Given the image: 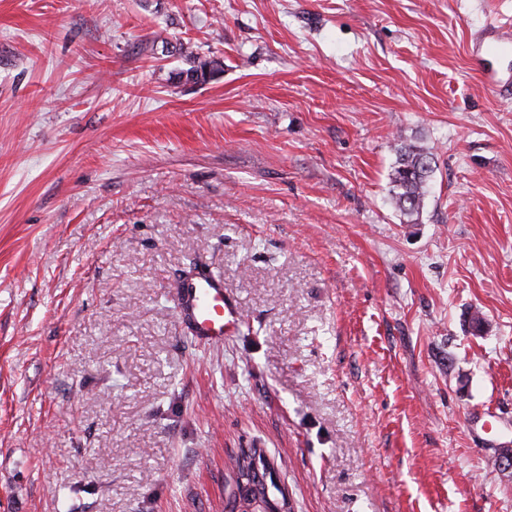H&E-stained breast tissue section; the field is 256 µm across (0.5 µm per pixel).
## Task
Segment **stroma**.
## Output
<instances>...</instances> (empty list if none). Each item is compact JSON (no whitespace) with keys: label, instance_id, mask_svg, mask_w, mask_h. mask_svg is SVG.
<instances>
[{"label":"stroma","instance_id":"stroma-1","mask_svg":"<svg viewBox=\"0 0 512 512\" xmlns=\"http://www.w3.org/2000/svg\"><path fill=\"white\" fill-rule=\"evenodd\" d=\"M512 0H0V512H512ZM219 58L180 79L182 47ZM434 158L392 203L396 140ZM222 275L240 323L174 292ZM481 331H472V314ZM509 55L512 56V24L497 19L487 22L472 44L471 66L492 92L507 100L512 96V81L500 75L493 67V61ZM190 64L188 69L180 72V77L194 84L205 83L223 70V63L217 58L192 56ZM175 307L190 333L206 344L224 342L239 320L236 306L224 295V280L208 271L197 272L180 284ZM469 424L474 428H480L485 436H478L484 446H501L510 443L509 435L512 439V425L510 422L503 421L498 415L482 410L475 412L469 418ZM263 453H264L263 450L260 448H247V450H245L244 448L240 449V453L235 460L234 473L237 476V478L234 479V487L235 488H233V490L230 494L229 504L231 507L228 510L229 512H239V511H237V508H238V499L242 497V492H243L242 483H245L246 485L250 484L249 478H245L243 480V482H240V477L245 476V473H244L245 468H247V467L249 468V465H247V463H246L247 460L253 456L255 457L256 455H258L259 458L261 459V457H263V455H264ZM277 482L280 484L278 480ZM278 484L272 479H270L269 482L265 480V483L259 484V492L269 505V512H291V508H288V506H290V501L288 504L286 494Z\"/></svg>","mask_w":512,"mask_h":512}]
</instances>
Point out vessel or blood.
<instances>
[{"instance_id": "vessel-or-blood-1", "label": "vessel or blood", "mask_w": 512, "mask_h": 512, "mask_svg": "<svg viewBox=\"0 0 512 512\" xmlns=\"http://www.w3.org/2000/svg\"><path fill=\"white\" fill-rule=\"evenodd\" d=\"M508 56H512V24L487 22L472 44L470 61L489 89L504 99L512 97V79L501 76L493 63ZM175 307L190 333L206 344L222 343L239 320L236 306L224 295L223 279L206 271L197 272L180 284ZM469 423L481 430L482 445L501 446L512 439V424L490 411L475 412Z\"/></svg>"}]
</instances>
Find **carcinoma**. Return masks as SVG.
Returning a JSON list of instances; mask_svg holds the SVG:
<instances>
[{"label": "carcinoma", "mask_w": 512, "mask_h": 512, "mask_svg": "<svg viewBox=\"0 0 512 512\" xmlns=\"http://www.w3.org/2000/svg\"><path fill=\"white\" fill-rule=\"evenodd\" d=\"M223 63L217 58L194 56L190 67L180 72L189 83H205L222 71ZM396 161L390 175V195L400 211L408 219L415 221L423 212L428 196L429 181L434 169L431 165L432 153L415 145L403 142L395 144ZM263 456L260 448L240 449L235 460L234 488L230 494L229 512H237L238 499L242 497V484H250L244 470L247 460L253 456ZM260 493L269 505L270 512H291L283 489L274 481L260 484Z\"/></svg>", "instance_id": "1"}]
</instances>
